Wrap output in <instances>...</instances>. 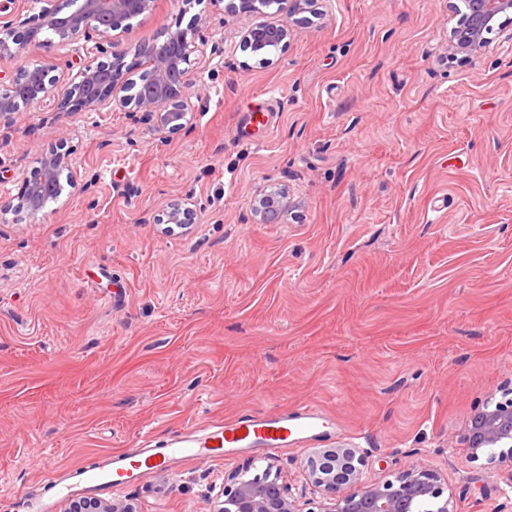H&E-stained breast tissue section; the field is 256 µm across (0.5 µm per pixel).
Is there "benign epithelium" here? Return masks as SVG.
Masks as SVG:
<instances>
[{"label":"benign epithelium","mask_w":512,"mask_h":512,"mask_svg":"<svg viewBox=\"0 0 512 512\" xmlns=\"http://www.w3.org/2000/svg\"><path fill=\"white\" fill-rule=\"evenodd\" d=\"M316 0H229L226 10L234 15L266 14L272 20L249 26L243 33L241 49L255 57L267 55L273 45L287 43L289 28L280 17H289ZM38 10L19 13L0 23V57L13 55L30 47L49 49L60 41L74 45L73 56L82 61L71 73L74 61L66 63L70 73L59 76L53 68L37 61L0 83V120L23 110L41 107L51 101L61 112L97 111L114 103L141 114L157 131L178 133L192 126L189 104L188 69L190 45L205 42L198 29L168 31L164 39L136 48L137 56L147 64L138 76L140 92L125 94L134 82L133 71L124 62V54L115 45L129 28V21L152 12L154 0H38ZM512 23V0H468L448 39V55L469 64L485 52L493 36L507 35ZM50 31L58 40L38 35ZM84 43H79V40ZM93 46H87V43ZM93 54L101 61L92 64L84 59ZM70 150L66 142L41 158L39 166L24 177L17 209L35 218L46 207L48 198L58 201L64 186L61 176L75 186L70 169ZM294 207L287 194L274 187L259 189L252 210L258 223H281ZM195 204L184 200L170 203L158 218L160 224L182 227L196 223ZM468 454L473 459L488 455L491 464L508 472L512 486V397L485 405L470 419L467 433ZM367 465L364 456L354 448H319L307 459V472L312 485L326 495L320 512H413L422 499H440L445 491L439 475L432 469L414 464L392 480L382 483L363 481ZM67 512H135L130 507L110 505L100 500L73 499ZM212 512H303L299 500L291 493L273 466L259 467L250 461L224 476V487L213 504Z\"/></svg>","instance_id":"obj_1"}]
</instances>
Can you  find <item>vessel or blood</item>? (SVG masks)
I'll return each instance as SVG.
<instances>
[{"label":"vessel or blood","instance_id":"1","mask_svg":"<svg viewBox=\"0 0 512 512\" xmlns=\"http://www.w3.org/2000/svg\"><path fill=\"white\" fill-rule=\"evenodd\" d=\"M333 427L329 416L313 404L298 406L290 413L216 421L209 424V433L203 438L190 430L172 433L161 446L148 448L143 459L126 453L104 454L95 462L75 468L65 480L49 481L43 495L23 497L19 507L21 512H53L58 501L74 492L106 495L142 478L145 472L166 469L175 460L212 459L227 448L296 446Z\"/></svg>","mask_w":512,"mask_h":512}]
</instances>
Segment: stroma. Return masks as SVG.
I'll return each instance as SVG.
<instances>
[{
  "mask_svg": "<svg viewBox=\"0 0 512 512\" xmlns=\"http://www.w3.org/2000/svg\"><path fill=\"white\" fill-rule=\"evenodd\" d=\"M453 3L316 0L262 64L240 47L252 16L157 0L119 48L135 67L137 45L201 28L191 131L119 105L0 123V205L62 140L78 182L0 217V512L100 453L304 403L335 432L181 461L109 502L208 512L255 459L311 512L307 458L344 446L366 482L421 463L451 512H512L505 473L466 451L512 389V44L445 61ZM267 185L294 201L284 223L254 219ZM184 199L198 223L164 230Z\"/></svg>",
  "mask_w": 512,
  "mask_h": 512,
  "instance_id": "35a3bbf8",
  "label": "stroma"
}]
</instances>
